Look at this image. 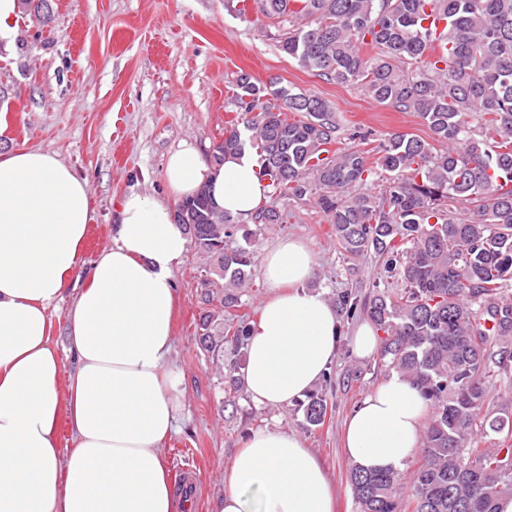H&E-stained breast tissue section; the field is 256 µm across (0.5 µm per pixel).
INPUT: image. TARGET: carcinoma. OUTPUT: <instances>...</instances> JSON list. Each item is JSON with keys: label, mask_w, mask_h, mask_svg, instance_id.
<instances>
[{"label": "carcinoma", "mask_w": 512, "mask_h": 512, "mask_svg": "<svg viewBox=\"0 0 512 512\" xmlns=\"http://www.w3.org/2000/svg\"><path fill=\"white\" fill-rule=\"evenodd\" d=\"M257 5L281 24L279 47L300 67L414 112L431 132L429 141L392 133L365 150L344 142L331 101L242 73L212 152L220 164L255 150L270 192L253 224L288 223L282 201L310 204L334 225L347 270L381 261L367 299L347 290L337 304L382 333L379 362L422 393L430 415L410 480L349 470L358 512H495L512 493V415L488 410L490 384L512 374V0ZM432 14L446 22L439 33L425 25ZM175 219L224 280L220 308L202 316L199 333L222 362L248 335L240 289L253 277L256 233L215 211L204 187ZM299 407L307 427L324 424L325 395ZM491 432L497 447H479Z\"/></svg>", "instance_id": "cac0c4a2"}]
</instances>
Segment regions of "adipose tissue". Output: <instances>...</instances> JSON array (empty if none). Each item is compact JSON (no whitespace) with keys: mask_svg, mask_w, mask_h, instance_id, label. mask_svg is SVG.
<instances>
[{"mask_svg":"<svg viewBox=\"0 0 512 512\" xmlns=\"http://www.w3.org/2000/svg\"><path fill=\"white\" fill-rule=\"evenodd\" d=\"M165 176L172 199L206 184L215 207L246 223L269 192L252 153L215 165L187 142L169 154ZM90 220L87 181L58 155L0 154V512L174 510L164 449L185 404L169 365L173 272L188 237L170 202L131 192L111 245L86 269ZM260 269L269 295L249 327L242 381L254 403L286 406L329 370L342 323L306 289L316 260L302 240L264 251ZM78 280L65 376L49 312ZM427 413L421 393L390 373L347 417L346 458L367 471H403ZM214 512H336V488L300 437L260 428L225 468Z\"/></svg>","mask_w":512,"mask_h":512,"instance_id":"adipose-tissue-1","label":"adipose tissue"}]
</instances>
